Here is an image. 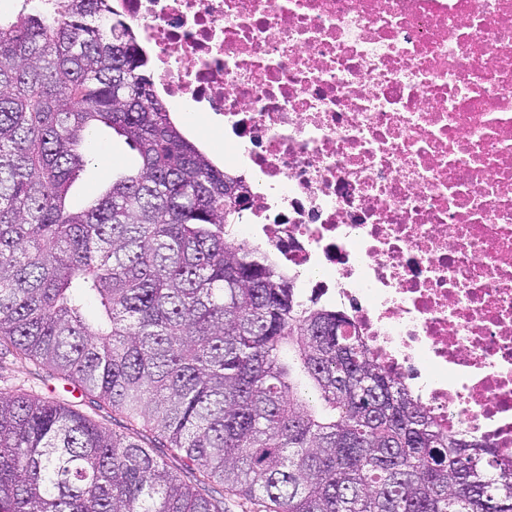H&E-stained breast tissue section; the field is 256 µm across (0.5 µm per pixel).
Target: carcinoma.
Segmentation results:
<instances>
[{"mask_svg":"<svg viewBox=\"0 0 512 512\" xmlns=\"http://www.w3.org/2000/svg\"><path fill=\"white\" fill-rule=\"evenodd\" d=\"M49 2L0 19V343L152 437L0 391V512H512L511 458L234 235L249 187L173 121L109 0ZM101 125L141 164L73 210Z\"/></svg>","mask_w":512,"mask_h":512,"instance_id":"cac0c4a2","label":"carcinoma"}]
</instances>
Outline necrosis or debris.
<instances>
[{
  "mask_svg": "<svg viewBox=\"0 0 512 512\" xmlns=\"http://www.w3.org/2000/svg\"><path fill=\"white\" fill-rule=\"evenodd\" d=\"M224 129L241 239L347 312L443 429L512 456V0H116Z\"/></svg>",
  "mask_w": 512,
  "mask_h": 512,
  "instance_id": "4bbe7bcc",
  "label": "necrosis or debris"
}]
</instances>
